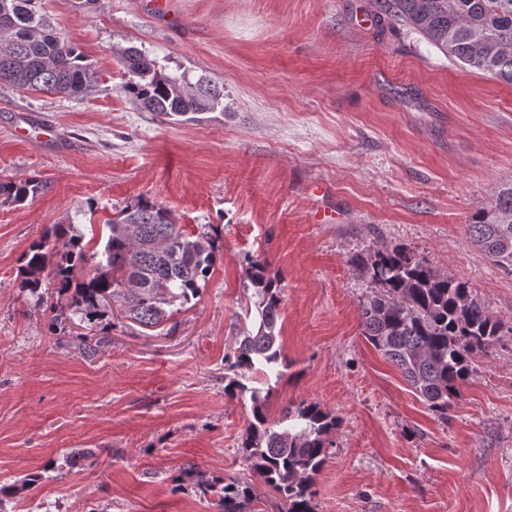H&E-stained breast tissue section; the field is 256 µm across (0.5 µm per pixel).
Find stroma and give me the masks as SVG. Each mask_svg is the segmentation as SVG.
<instances>
[{
    "label": "stroma",
    "mask_w": 512,
    "mask_h": 512,
    "mask_svg": "<svg viewBox=\"0 0 512 512\" xmlns=\"http://www.w3.org/2000/svg\"><path fill=\"white\" fill-rule=\"evenodd\" d=\"M44 6L101 79L83 100L0 84V182L46 183L0 204V485L22 488L0 512H221L200 485L244 469L251 402L224 386L252 322L250 255L282 281L290 366L248 386L271 388L270 419L306 400L341 420L317 512H512V275L467 231L512 182V85L449 61L378 0ZM125 47L223 83V112L181 122L141 110L119 90L112 52ZM27 124L55 136L18 135ZM140 196L220 245L200 299L169 325L128 324L117 306L95 327L58 322L20 288L21 258L46 226L89 238ZM320 206L334 223L312 222ZM384 241L468 283L503 323L447 420L360 333L367 288L348 258ZM86 449L96 464L70 466Z\"/></svg>",
    "instance_id": "stroma-1"
}]
</instances>
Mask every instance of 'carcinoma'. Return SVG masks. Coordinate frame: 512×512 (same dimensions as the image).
Instances as JSON below:
<instances>
[{
	"label": "carcinoma",
	"mask_w": 512,
	"mask_h": 512,
	"mask_svg": "<svg viewBox=\"0 0 512 512\" xmlns=\"http://www.w3.org/2000/svg\"><path fill=\"white\" fill-rule=\"evenodd\" d=\"M384 13L425 36L447 58L512 84V0H383ZM122 92L147 111L197 121L224 108V87L200 77L166 74L135 47L120 49ZM99 71L78 44L45 12L43 0H0V84L19 91L65 97L86 95ZM45 189L34 177L0 182V200L22 204ZM107 237L92 250L84 237L54 224L25 252L20 288L42 300L50 295L80 321L94 326L108 317L110 302L130 323L156 328L201 297L220 246L210 232L187 231L163 204L141 197L105 221ZM469 241L512 275V183L498 187L496 205L471 217ZM349 263L370 292L361 302V335L395 366L438 417L468 382L476 358L488 353L502 323L468 284L431 267L408 246L384 242L351 253ZM245 276L254 289L259 320L239 334L232 367L281 377L285 362L278 321L284 289L253 258ZM230 397H249L251 418L237 446L246 473L208 485L223 512H260L256 481L284 500L286 512H315L314 478L329 456L340 419L317 402L272 422L268 395L232 378Z\"/></svg>",
	"instance_id": "cac0c4a2"
}]
</instances>
